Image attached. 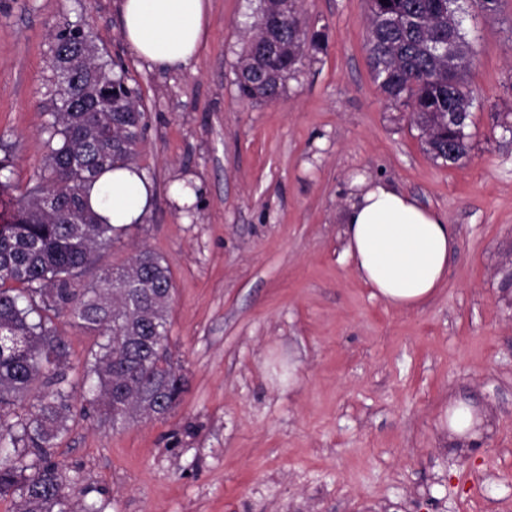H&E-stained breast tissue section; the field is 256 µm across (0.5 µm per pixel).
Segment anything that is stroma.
I'll return each mask as SVG.
<instances>
[{
	"instance_id": "obj_1",
	"label": "stroma",
	"mask_w": 512,
	"mask_h": 512,
	"mask_svg": "<svg viewBox=\"0 0 512 512\" xmlns=\"http://www.w3.org/2000/svg\"><path fill=\"white\" fill-rule=\"evenodd\" d=\"M257 0H211L184 70L139 61L118 0H0V157L16 193L44 165L54 36L81 24L140 91L137 164L156 194L80 285L144 248L174 291L169 347L187 385L170 414L113 429L76 417L54 457L103 512H512V0H465L475 56L470 151L430 159L374 83L365 0H299L320 33L273 101L241 98V28ZM393 182L453 225L448 279L415 311L373 296L344 254L353 175ZM195 195L181 202L177 186ZM72 385L97 338L55 320ZM487 405L478 446L439 430L449 399Z\"/></svg>"
}]
</instances>
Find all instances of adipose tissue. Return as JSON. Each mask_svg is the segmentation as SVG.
I'll list each match as a JSON object with an SVG mask.
<instances>
[{
  "mask_svg": "<svg viewBox=\"0 0 512 512\" xmlns=\"http://www.w3.org/2000/svg\"><path fill=\"white\" fill-rule=\"evenodd\" d=\"M122 34L152 68L188 66L208 32L210 0H120ZM343 214L346 254L362 280L386 305L413 311L444 284L455 231L436 210L421 207L395 185L357 176ZM153 202L142 175L127 169L104 174L91 192L93 208L115 225L139 223ZM487 410L472 400L450 399L441 417L452 441L481 443Z\"/></svg>",
  "mask_w": 512,
  "mask_h": 512,
  "instance_id": "1",
  "label": "adipose tissue"
}]
</instances>
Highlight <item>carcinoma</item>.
I'll use <instances>...</instances> for the list:
<instances>
[{
	"label": "carcinoma",
	"instance_id": "obj_1",
	"mask_svg": "<svg viewBox=\"0 0 512 512\" xmlns=\"http://www.w3.org/2000/svg\"><path fill=\"white\" fill-rule=\"evenodd\" d=\"M448 2L368 0L367 51L374 82L391 106L411 112L423 150L435 161L456 163L469 151L474 90L471 46L462 22L448 18ZM258 11L244 33L236 84L240 96L267 101L300 71L303 47L319 40L294 2L259 0ZM275 15L281 17L273 32L278 53L271 58L265 34ZM61 39L52 57L56 93L69 95L73 105L64 110L59 102L50 113L44 167L0 215V500L13 501V512H101L85 500L86 489L81 503L72 502L74 478L52 459L68 421L93 409L123 427L136 416L170 413L186 390L168 346L173 281L162 257L141 250L91 287H78L95 251L124 230L92 209L91 185L115 169L138 171L147 123L138 89L99 60L80 27L62 30ZM451 44L459 56H448ZM102 79L124 87L110 112L93 111ZM450 113L457 120L448 121ZM62 313L100 338L84 361L90 384L80 407L67 380L69 348L52 319ZM38 383L42 390L33 396ZM30 395L25 415L10 420Z\"/></svg>",
	"mask_w": 512,
	"mask_h": 512
}]
</instances>
